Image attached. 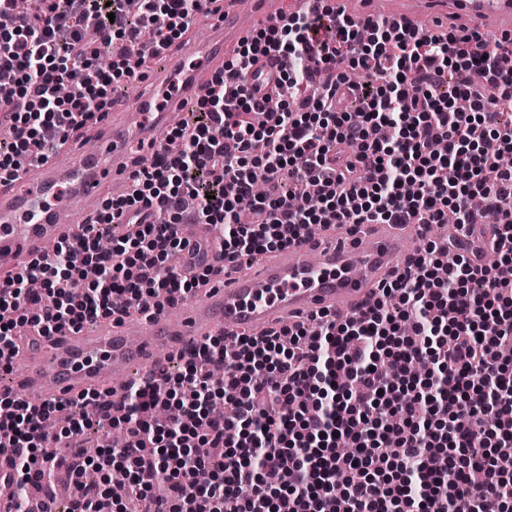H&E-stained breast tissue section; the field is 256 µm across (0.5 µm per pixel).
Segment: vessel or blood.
I'll list each match as a JSON object with an SVG mask.
<instances>
[{"instance_id": "b4317fda", "label": "vessel or blood", "mask_w": 512, "mask_h": 512, "mask_svg": "<svg viewBox=\"0 0 512 512\" xmlns=\"http://www.w3.org/2000/svg\"><path fill=\"white\" fill-rule=\"evenodd\" d=\"M336 10L360 20L378 13L436 35L454 27L512 36V0H336ZM209 19L216 35L212 44L189 43L159 58L155 84L177 88L165 108L152 111L148 98L132 112L112 107L98 122L104 135L95 149L72 143L17 180L0 184L1 286L48 244L68 236L70 227L61 216L71 199L83 204L79 223L95 218L104 194L115 192L133 170L128 137L164 143L179 115L211 89L217 56L234 49L253 27L280 24L282 11L277 0H215ZM178 230L186 244L182 273H194L197 245L206 247L205 262L216 259L220 246L211 225L182 224ZM424 233L419 224H363L345 232L338 243L312 236L264 252L254 269L211 279L176 319L164 308L148 319L101 320L52 336L25 328L9 391L40 402H67L97 390L116 402L127 382L157 367L160 356L206 337L257 332L323 310H360L374 299L381 282L404 267L409 239Z\"/></svg>"}]
</instances>
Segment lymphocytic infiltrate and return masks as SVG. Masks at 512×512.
<instances>
[{"instance_id":"f902f5d3","label":"lymphocytic infiltrate","mask_w":512,"mask_h":512,"mask_svg":"<svg viewBox=\"0 0 512 512\" xmlns=\"http://www.w3.org/2000/svg\"><path fill=\"white\" fill-rule=\"evenodd\" d=\"M0 0V181L45 162L69 134L111 106L129 52L152 60L213 0ZM111 59L98 68L100 55ZM289 59L276 111L247 78L264 59ZM368 79L352 81L349 70ZM96 219L78 224L0 288V367L22 328L44 335L106 318L151 317L158 299L184 300L219 268L182 275L184 220L224 228V266L286 247L336 224H424L455 218L478 251L445 265L423 238L406 267L361 312L318 313L259 334L210 336L178 353L182 372L132 384L120 402L88 392L99 425L124 429L101 449L121 465L142 512H512V37L418 33L326 7L289 13L244 36L216 77ZM269 187L253 195L251 174ZM252 196L250 223L237 204ZM492 213L474 223L475 210ZM136 235L121 234L124 222ZM128 300L113 305L115 294ZM233 394L239 412L212 415ZM0 449L21 483L50 484L85 457L43 453L58 407L1 396ZM216 448L197 455L199 444ZM208 482L196 479L199 470ZM165 492L154 495L156 485Z\"/></svg>"}]
</instances>
